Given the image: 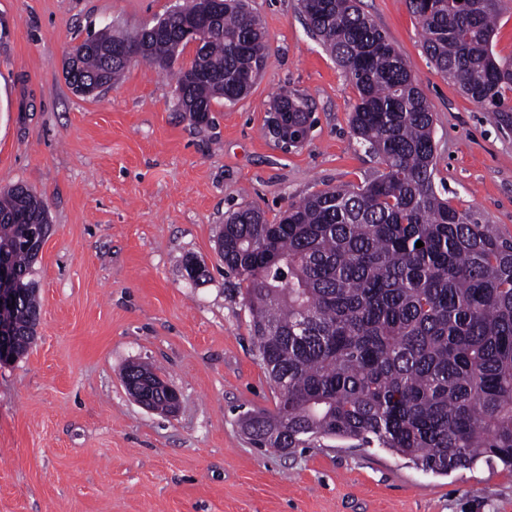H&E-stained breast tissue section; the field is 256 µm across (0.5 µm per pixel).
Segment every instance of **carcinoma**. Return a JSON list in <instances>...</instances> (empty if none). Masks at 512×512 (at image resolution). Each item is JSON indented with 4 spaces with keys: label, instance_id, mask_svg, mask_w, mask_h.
<instances>
[{
    "label": "carcinoma",
    "instance_id": "obj_1",
    "mask_svg": "<svg viewBox=\"0 0 512 512\" xmlns=\"http://www.w3.org/2000/svg\"><path fill=\"white\" fill-rule=\"evenodd\" d=\"M501 0H408L435 68L497 123L512 128V57L493 52ZM307 32L358 93L352 130L383 171L361 186L315 192L275 223L255 207L224 218L218 246L238 277L258 356L277 389L253 443L288 452L321 438L388 448L446 474L483 460L512 467V240L479 224L434 188V116L386 34L359 0H300ZM170 11L134 34L105 30L74 46L65 79L80 94L110 86L133 42L161 70L187 41ZM269 54L247 0H224L207 42L176 69L178 102L197 123L211 103L251 90ZM288 138L304 141L311 113L292 93ZM32 227L50 230L37 193H0V261L13 271L15 311L0 361L33 343L40 305ZM424 246L416 247L417 241Z\"/></svg>",
    "mask_w": 512,
    "mask_h": 512
}]
</instances>
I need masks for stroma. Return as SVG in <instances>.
<instances>
[{"instance_id":"stroma-1","label":"stroma","mask_w":512,"mask_h":512,"mask_svg":"<svg viewBox=\"0 0 512 512\" xmlns=\"http://www.w3.org/2000/svg\"><path fill=\"white\" fill-rule=\"evenodd\" d=\"M186 0H0V191L41 194L51 231L35 265L32 346L0 362V512H512V470L441 475L384 448L324 438L253 447L241 416L274 409L244 291L217 252L228 212L288 205L382 166L353 135L357 92L306 30L299 0H249L269 55L244 99L211 124L182 112L174 76L144 62L82 96L68 49L134 33ZM434 114V184L459 212L512 237V131L448 83L406 0H361ZM314 127L284 148L265 123L281 91ZM206 267L185 277L187 257ZM145 363L181 397L173 415L128 394ZM143 365L140 364H129L125 367L123 371V376L125 381V387L133 400L139 404L141 407H143L146 410L149 411H157L155 405L148 401L147 398L151 399L156 404H162L163 403V396L159 391L149 390L146 393V397L143 395V392L140 389V386L135 381H130L127 379H138L140 378V375L138 372H135V369H140Z\"/></svg>"}]
</instances>
